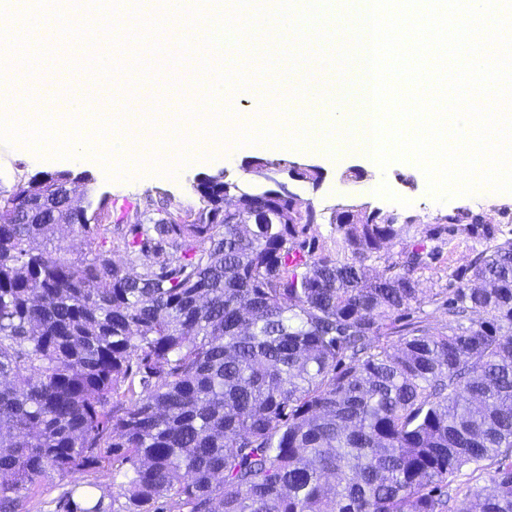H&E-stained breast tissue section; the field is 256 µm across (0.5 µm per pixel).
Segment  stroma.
Instances as JSON below:
<instances>
[{
	"label": "stroma",
	"instance_id": "35a3bbf8",
	"mask_svg": "<svg viewBox=\"0 0 512 512\" xmlns=\"http://www.w3.org/2000/svg\"><path fill=\"white\" fill-rule=\"evenodd\" d=\"M36 46L47 48L45 57L34 60V68L50 70L54 78H70L67 61H79V79L76 86H84L92 81L90 56L96 52L94 43L59 47L54 29H47L35 37ZM181 76L186 89H193L196 75L185 74L183 65L173 64L168 55L154 56L149 74L142 76V83L151 85L154 96L151 109L155 112L182 111L181 98L170 92L173 76ZM283 156L289 160H303L322 168L324 179L319 186L295 185V192L310 203L317 212L331 214L334 209L348 204H369L382 213L398 218L404 225L400 239L388 249L391 257L417 241L425 242L429 249L437 253L428 269L421 274V287L425 304L423 317L431 331L443 330L448 324V315L441 302L435 301L437 292L448 286L449 270L465 267L472 257L483 250L485 240L479 237H458L449 239L446 230L451 217H482L486 224L495 230L498 239H512V192L503 193L490 189H479L472 195H457L438 202L428 192L427 180L422 170L414 163L396 161L386 169L372 168L359 154L346 153L334 158L324 153H309L298 150H276L265 147H227L222 155L209 156L200 161L181 166L171 176L156 175L149 170L132 171L122 179H113L106 167L99 162L75 156L58 158L46 155L37 148L17 143L0 146V188L13 186L19 180H27L46 173L70 170L87 173L92 179L95 196L109 199L138 201L145 195L164 196L169 209H187L194 205L195 198L191 185L202 175L223 174L247 184H256L257 179L248 173L244 165L254 156L276 158ZM362 171L360 179L345 180L349 168ZM122 475L113 470L111 464H103L90 471H78L69 477L56 476L45 479L36 496L30 502L31 512H54L57 498L71 482H92L104 489H114L122 482Z\"/></svg>",
	"mask_w": 512,
	"mask_h": 512
}]
</instances>
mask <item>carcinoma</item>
<instances>
[{"mask_svg": "<svg viewBox=\"0 0 512 512\" xmlns=\"http://www.w3.org/2000/svg\"><path fill=\"white\" fill-rule=\"evenodd\" d=\"M253 161L273 187L207 176L135 223L77 203L71 171L0 190V512L105 462L119 491L75 484L56 512H448L465 469L488 486L456 512H512V240L448 224L492 245L433 332L424 245L371 277L401 225L333 212L318 249L288 160Z\"/></svg>", "mask_w": 512, "mask_h": 512, "instance_id": "1", "label": "carcinoma"}]
</instances>
